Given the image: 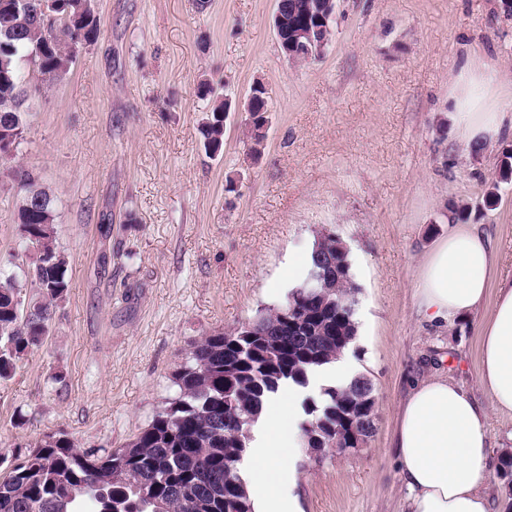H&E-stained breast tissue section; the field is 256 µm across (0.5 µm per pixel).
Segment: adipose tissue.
I'll return each mask as SVG.
<instances>
[{
    "label": "adipose tissue",
    "instance_id": "1",
    "mask_svg": "<svg viewBox=\"0 0 512 512\" xmlns=\"http://www.w3.org/2000/svg\"><path fill=\"white\" fill-rule=\"evenodd\" d=\"M506 75L480 54L467 57L452 78L448 110L460 140L481 148L512 131V112L499 95ZM497 257L476 225L458 224L425 258L414 287L418 315L445 325L489 308L481 323L480 380L490 403L480 404L463 386L435 376L415 386L400 404L391 446L409 498V512H490L482 485L489 466L486 424L490 413L512 416V281L494 282ZM288 384L263 410L262 431L249 459L254 512H302L295 491L279 479L295 456L280 448L301 445L295 401Z\"/></svg>",
    "mask_w": 512,
    "mask_h": 512
}]
</instances>
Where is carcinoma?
Listing matches in <instances>:
<instances>
[{"instance_id":"cac0c4a2","label":"carcinoma","mask_w":512,"mask_h":512,"mask_svg":"<svg viewBox=\"0 0 512 512\" xmlns=\"http://www.w3.org/2000/svg\"><path fill=\"white\" fill-rule=\"evenodd\" d=\"M54 10L46 25L41 5ZM100 19L91 0H26L14 11L0 9V136L26 127L23 105L30 71L41 90L69 70L72 44L97 38ZM268 122L252 113L250 152L261 155ZM200 134L212 155L224 145V102L214 104ZM24 196L17 224L34 254L22 278L0 279V381L40 348L53 309L68 290V262L58 245L50 196L35 174L8 169ZM308 269L325 274L316 287L300 282L278 307L247 324L202 338L174 376L177 391L167 405L122 448L99 455L80 451L65 435H47L27 449L23 461L0 473V512H76L79 499L98 512H253L238 458L246 454L259 412L284 386H306L318 367L349 349L356 332L354 284L349 250L328 232L315 239ZM355 375L325 399L304 401L300 423L304 447L336 444L349 409L364 406Z\"/></svg>"}]
</instances>
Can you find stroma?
<instances>
[{
  "instance_id": "stroma-1",
  "label": "stroma",
  "mask_w": 512,
  "mask_h": 512,
  "mask_svg": "<svg viewBox=\"0 0 512 512\" xmlns=\"http://www.w3.org/2000/svg\"><path fill=\"white\" fill-rule=\"evenodd\" d=\"M96 40L28 101L15 162L54 201L69 288L43 346L0 383V458L48 434L81 451L124 447L176 392L195 342L281 304L288 267L327 230L349 249L350 352L378 397L375 431L346 454L301 453L303 512H408L391 434L398 404L445 375L480 401L482 314L437 327L412 285L448 210L467 203L512 278V137L473 152L445 110L469 48L512 74L499 0H340L323 56L296 64L272 27L276 0H93ZM217 95L266 86L259 160L248 115L230 113L219 157L200 126ZM496 189L489 207L484 197ZM22 195L0 182V273L19 274Z\"/></svg>"
}]
</instances>
